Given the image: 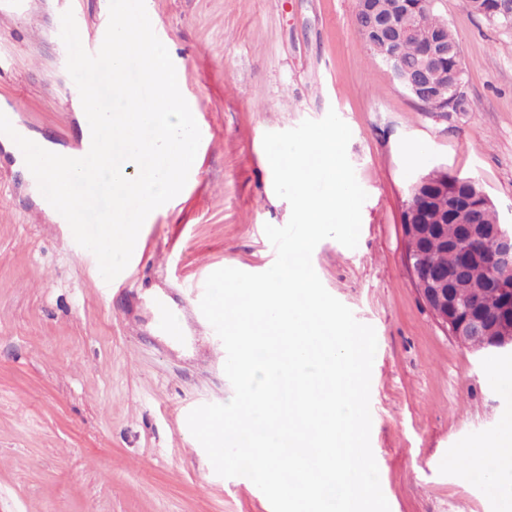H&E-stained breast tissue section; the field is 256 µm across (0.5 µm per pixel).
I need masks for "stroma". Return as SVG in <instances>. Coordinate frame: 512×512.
Listing matches in <instances>:
<instances>
[{
  "label": "stroma",
  "mask_w": 512,
  "mask_h": 512,
  "mask_svg": "<svg viewBox=\"0 0 512 512\" xmlns=\"http://www.w3.org/2000/svg\"><path fill=\"white\" fill-rule=\"evenodd\" d=\"M201 132L197 167L143 224L137 262L103 293L59 221L0 143V512H272L245 477L217 475L187 413L234 395L196 328L214 271L262 273L265 225L288 223L263 136L335 110L368 198L356 248L313 251L326 290L377 337L370 444L390 512H512V498L454 466L512 419V357L477 353L438 324L415 287L402 212L431 169L471 177L512 225V30L437 0L459 42L468 112H424L373 59L356 0H145ZM109 20V0H25L0 15V111L75 153L86 116L60 60L57 19ZM22 97L14 111V97ZM175 308L179 340L157 326Z\"/></svg>",
  "instance_id": "stroma-1"
}]
</instances>
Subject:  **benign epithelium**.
<instances>
[{"instance_id": "benign-epithelium-1", "label": "benign epithelium", "mask_w": 512, "mask_h": 512, "mask_svg": "<svg viewBox=\"0 0 512 512\" xmlns=\"http://www.w3.org/2000/svg\"><path fill=\"white\" fill-rule=\"evenodd\" d=\"M369 35L383 65L402 89L417 102L433 96V74L438 62L457 52V47L439 38L429 42L427 53L415 69L402 66L398 45L410 31L392 24L378 6L367 10L357 22ZM465 232L483 241L485 249L463 253L448 246V276L431 274L426 261L409 256L416 287L427 306L448 333L462 343L480 339L479 348L512 347V228L506 224H484L479 215L463 225Z\"/></svg>"}]
</instances>
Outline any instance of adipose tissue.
Wrapping results in <instances>:
<instances>
[{
    "instance_id": "ef3b65f1",
    "label": "adipose tissue",
    "mask_w": 512,
    "mask_h": 512,
    "mask_svg": "<svg viewBox=\"0 0 512 512\" xmlns=\"http://www.w3.org/2000/svg\"><path fill=\"white\" fill-rule=\"evenodd\" d=\"M460 458L470 471L490 479L501 495L512 497V422L504 421L491 447L464 450Z\"/></svg>"
}]
</instances>
